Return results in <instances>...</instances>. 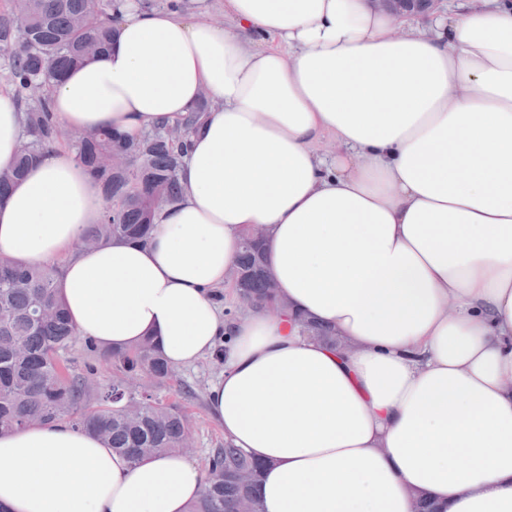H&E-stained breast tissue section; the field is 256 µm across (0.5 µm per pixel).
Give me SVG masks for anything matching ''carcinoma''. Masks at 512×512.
<instances>
[{
    "mask_svg": "<svg viewBox=\"0 0 512 512\" xmlns=\"http://www.w3.org/2000/svg\"><path fill=\"white\" fill-rule=\"evenodd\" d=\"M0 14V56L22 107V135L12 165L0 170V199L23 179L38 156L58 147L73 149L105 196L101 223L83 241L96 247L112 240L146 242L161 207L178 200V170L192 134L210 102L201 95L196 108L176 124L178 140L166 128L145 131L135 140L112 129H78L63 124L53 111L50 82L67 70L105 52L115 34L114 0H8ZM264 240L243 233L234 282L238 300L255 309L288 307L265 288ZM59 292L58 267L17 262L0 255V430L31 422L66 421L99 436L133 464L165 452H181L191 423L175 403L157 392L173 376V367L147 337L133 347L93 356L112 365V382L90 383L95 366L81 372L60 363V353L76 340ZM262 464L232 442L214 448L207 478L189 512H235L249 498L261 512L257 484Z\"/></svg>",
    "mask_w": 512,
    "mask_h": 512,
    "instance_id": "cac0c4a2",
    "label": "carcinoma"
}]
</instances>
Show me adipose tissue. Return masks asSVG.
Wrapping results in <instances>:
<instances>
[{
  "label": "adipose tissue",
  "mask_w": 512,
  "mask_h": 512,
  "mask_svg": "<svg viewBox=\"0 0 512 512\" xmlns=\"http://www.w3.org/2000/svg\"><path fill=\"white\" fill-rule=\"evenodd\" d=\"M188 8L119 0L111 49L52 83L66 126L129 138L209 95L150 241L77 250L106 202L57 149L0 203V254L62 259L103 349L149 336L176 368L231 337L207 408L264 512H512V0L399 32L369 0H224V31ZM21 132L0 86V168ZM256 226L288 313L229 321L211 292ZM205 478L65 422L0 432L7 512H188Z\"/></svg>",
  "instance_id": "obj_1"
}]
</instances>
